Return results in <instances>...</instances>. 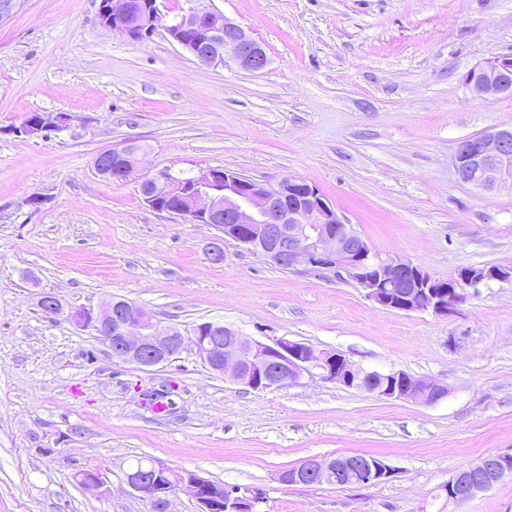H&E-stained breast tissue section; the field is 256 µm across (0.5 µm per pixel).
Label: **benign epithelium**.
<instances>
[{
  "label": "benign epithelium",
  "instance_id": "1",
  "mask_svg": "<svg viewBox=\"0 0 512 512\" xmlns=\"http://www.w3.org/2000/svg\"><path fill=\"white\" fill-rule=\"evenodd\" d=\"M99 23L127 41H139L155 29L158 0H105ZM196 36L185 39L176 31L172 40L196 61L216 66L226 53L239 68L263 71L269 58L264 47L237 24L205 7H192L179 21ZM478 97L512 95V52L487 59L466 77ZM71 120L62 112L43 113L39 121H24L13 133L40 138ZM458 178L482 191L512 192V126L495 127L463 141L454 160ZM94 169L118 183L133 182L154 210L187 223L209 224L216 234L207 255L224 262V242L232 240L253 254L291 271L332 272L347 276L380 308L403 312L430 311L446 315L464 302V286L512 277V269L468 267L457 279L437 278L419 267L372 253L353 225L346 222L326 196L312 183L288 176L275 185L262 184L230 169L213 168L183 179L170 167L141 172L134 145L126 143L99 153ZM161 193L178 196L177 209H161ZM42 314L61 315L79 331H88L112 356L141 370L165 365L184 350L193 351L209 370L254 392L298 383L315 368L320 377L344 388L364 391L379 399L436 404L448 397V388L402 370H366L336 351H318L287 338L269 343L248 338L220 322L197 325L187 336L163 324L153 313L126 300H109L98 309L65 311L63 300L45 292L38 300ZM393 469L378 457L340 455L312 457L283 471L286 485H321L330 479L343 485L376 484L392 476ZM512 476V454L501 452L474 465L457 469L443 487L448 501L463 503ZM170 468L151 461L143 469H124L127 487L154 512H171V499L179 491L191 495L200 512H254L264 500L256 487H215L192 471H182L170 484Z\"/></svg>",
  "mask_w": 512,
  "mask_h": 512
}]
</instances>
